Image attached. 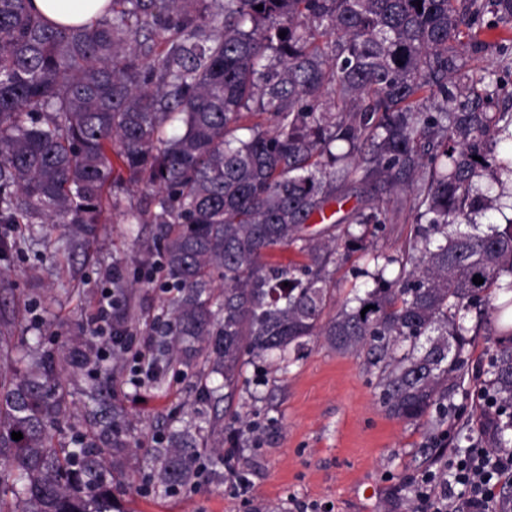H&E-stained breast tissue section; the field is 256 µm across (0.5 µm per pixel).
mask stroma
I'll list each match as a JSON object with an SVG mask.
<instances>
[{"mask_svg": "<svg viewBox=\"0 0 512 512\" xmlns=\"http://www.w3.org/2000/svg\"><path fill=\"white\" fill-rule=\"evenodd\" d=\"M340 195L331 206L338 220L387 201L389 191L352 182ZM410 205L407 193L388 203L390 221L379 248L395 255L407 249ZM3 234L18 242L0 255V331L11 346L37 342L54 349L62 338L91 335L105 288L122 297L127 336H142L166 318L169 296L152 265L161 246L156 225L129 224L107 211L87 241L63 224H0ZM497 338L490 326L473 336L452 413L434 412L414 423L380 407L364 357L340 354L324 337L311 338L305 356L288 368L267 365L262 383H252L254 368L245 366L246 382L232 404L240 416V444L225 446L220 482L205 474L195 485L166 492L150 479L156 438L213 413L199 400L200 358L167 366L160 381L140 390L129 385L120 358L67 370V415L54 440L72 446L99 432L113 410L124 413L122 472L112 483L122 512H415L423 477L453 484L451 461L480 444L477 374Z\"/></svg>", "mask_w": 512, "mask_h": 512, "instance_id": "obj_1", "label": "stroma"}]
</instances>
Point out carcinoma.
I'll return each mask as SVG.
<instances>
[{
    "label": "carcinoma",
    "mask_w": 512,
    "mask_h": 512,
    "mask_svg": "<svg viewBox=\"0 0 512 512\" xmlns=\"http://www.w3.org/2000/svg\"><path fill=\"white\" fill-rule=\"evenodd\" d=\"M29 2L0 0V224L88 238L106 202L120 210L105 193L125 169L153 192L163 287L176 293L159 350L178 362L207 343L205 402L232 401L245 365L258 379L323 336L366 352L390 417L453 409L470 362L464 313L512 308V219L476 223L512 180V154L497 152L512 113L490 111L501 80L465 71L456 43L482 53V32L512 28V0H109L91 26L52 23ZM174 120L183 131L170 136ZM348 182L412 192L410 245L372 250L354 273L365 288L325 321L339 247L369 249L387 221L377 206L333 223L329 240L306 235ZM291 246L298 259L271 260ZM499 335L482 369L492 451L512 447V322ZM57 365L42 352L0 369V512H114L104 434L52 444L66 415ZM159 444L156 485L194 483L206 451L218 478L224 414Z\"/></svg>",
    "instance_id": "1"
}]
</instances>
